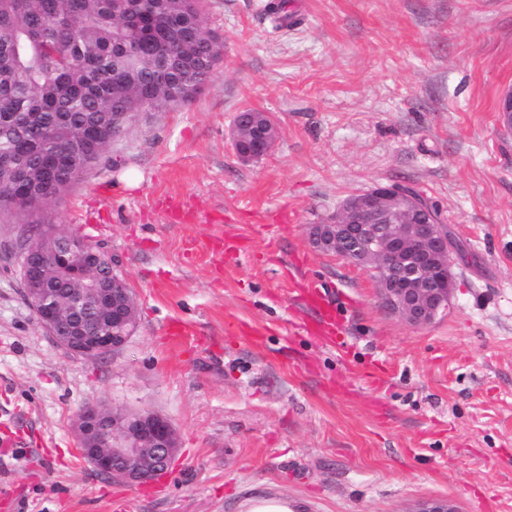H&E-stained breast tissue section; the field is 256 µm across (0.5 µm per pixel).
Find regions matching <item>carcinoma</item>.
I'll list each match as a JSON object with an SVG mask.
<instances>
[{"label":"carcinoma","instance_id":"cac0c4a2","mask_svg":"<svg viewBox=\"0 0 512 512\" xmlns=\"http://www.w3.org/2000/svg\"><path fill=\"white\" fill-rule=\"evenodd\" d=\"M277 28L287 0H269ZM224 41L205 30L201 0H0V213L43 223L113 139L112 113L191 100L216 77ZM50 287L82 284L64 272Z\"/></svg>","mask_w":512,"mask_h":512}]
</instances>
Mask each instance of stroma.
I'll return each mask as SVG.
<instances>
[{
	"label": "stroma",
	"mask_w": 512,
	"mask_h": 512,
	"mask_svg": "<svg viewBox=\"0 0 512 512\" xmlns=\"http://www.w3.org/2000/svg\"><path fill=\"white\" fill-rule=\"evenodd\" d=\"M206 0L224 52L192 103L137 114L44 218L118 261L138 328L86 359L38 323L25 227L0 214V512H512V0ZM266 112L246 163L237 112ZM378 183L415 184L461 248L446 313L384 311L373 270L315 251L308 225ZM320 280L346 347L303 334ZM180 328L171 337V328ZM381 370L372 388L364 376ZM88 404L148 409L178 436L168 474L130 486L77 452ZM252 112L248 118H242L234 123L232 128V142L234 144L236 154L243 162L257 161L266 156L274 146L278 131L274 123L266 113L270 122L266 126L255 125L254 122L250 123V117L253 112H262L256 109L242 110L237 117H243V113ZM244 512H295L292 503L284 497L255 498L245 504Z\"/></svg>",
	"instance_id": "35a3bbf8"
}]
</instances>
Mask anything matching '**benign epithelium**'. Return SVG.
I'll use <instances>...</instances> for the list:
<instances>
[{
  "label": "benign epithelium",
  "instance_id": "benign-epithelium-1",
  "mask_svg": "<svg viewBox=\"0 0 512 512\" xmlns=\"http://www.w3.org/2000/svg\"><path fill=\"white\" fill-rule=\"evenodd\" d=\"M502 123L512 128V90L500 98ZM274 123L259 126L242 118L234 123L232 142L244 162L257 161L274 146ZM57 246L25 268L24 295L39 323L67 350L95 358L120 350L137 326L134 298L126 281L112 274V285L94 279L74 305L98 309L99 322L89 328L68 319L49 288L48 270L60 269L81 279L97 265L114 260L81 234L58 225L39 227ZM312 248L346 258L375 271L381 306L411 326L432 323L449 307L455 281L456 247L446 225L433 210L394 183H378L346 199L323 224L308 225ZM76 448L100 473L136 485L165 473L177 451L170 421L150 410L130 411L84 406L77 415ZM412 512H458L447 498L418 501Z\"/></svg>",
  "mask_w": 512,
  "mask_h": 512
}]
</instances>
